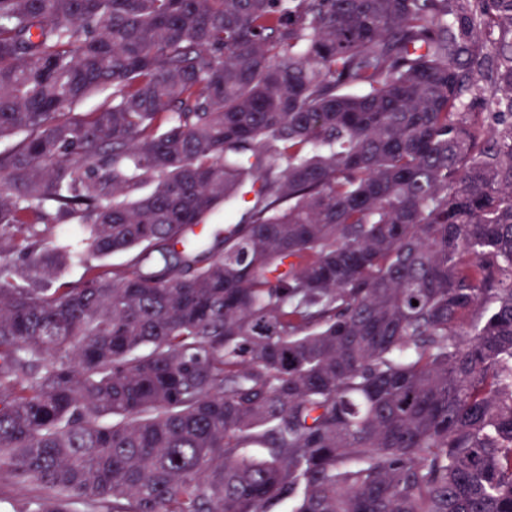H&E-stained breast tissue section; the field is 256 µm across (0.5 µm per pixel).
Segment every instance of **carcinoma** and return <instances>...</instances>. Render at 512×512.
I'll return each instance as SVG.
<instances>
[{"label":"carcinoma","instance_id":"1","mask_svg":"<svg viewBox=\"0 0 512 512\" xmlns=\"http://www.w3.org/2000/svg\"><path fill=\"white\" fill-rule=\"evenodd\" d=\"M3 137L16 512H512V0H0ZM252 197V193L247 194L245 196V202L239 201V203L235 206L234 209H232L229 214L227 212L225 214V211L221 210L216 215L212 216L206 223L208 226V232L206 234L210 235L211 229L214 227L211 224H236L242 221L248 209V202L252 199Z\"/></svg>","mask_w":512,"mask_h":512}]
</instances>
